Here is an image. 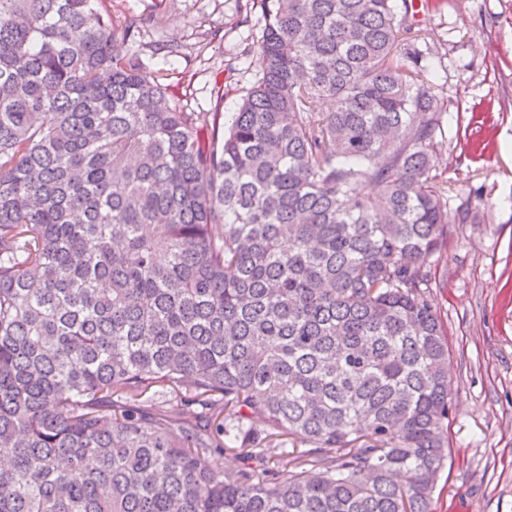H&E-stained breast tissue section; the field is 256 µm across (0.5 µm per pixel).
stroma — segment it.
Returning <instances> with one entry per match:
<instances>
[{
    "label": "stroma",
    "instance_id": "obj_1",
    "mask_svg": "<svg viewBox=\"0 0 512 512\" xmlns=\"http://www.w3.org/2000/svg\"><path fill=\"white\" fill-rule=\"evenodd\" d=\"M144 41L186 44L184 55H143L163 68L173 102L236 111L261 68L256 18L236 0H105ZM212 33L203 44V33ZM411 38L438 50L448 102L447 142L433 172L448 204L471 200L476 218L450 227L429 297L448 337L452 411L448 463L433 512H512V0H422ZM224 100L214 98L215 81Z\"/></svg>",
    "mask_w": 512,
    "mask_h": 512
}]
</instances>
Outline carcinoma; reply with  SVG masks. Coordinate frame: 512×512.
I'll return each instance as SVG.
<instances>
[{"label":"carcinoma","mask_w":512,"mask_h":512,"mask_svg":"<svg viewBox=\"0 0 512 512\" xmlns=\"http://www.w3.org/2000/svg\"><path fill=\"white\" fill-rule=\"evenodd\" d=\"M100 2L0 0V512H432L473 208L413 0H237L228 121Z\"/></svg>","instance_id":"carcinoma-1"}]
</instances>
